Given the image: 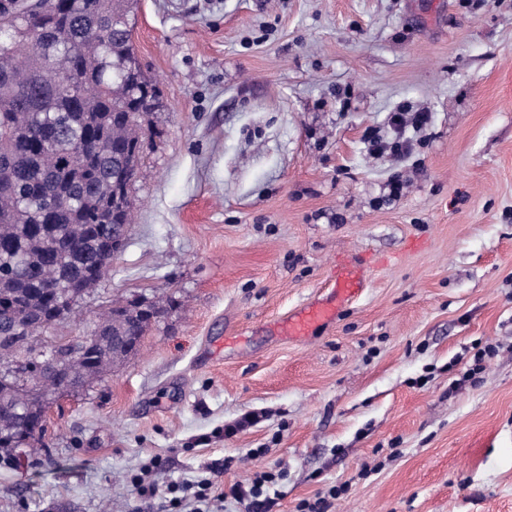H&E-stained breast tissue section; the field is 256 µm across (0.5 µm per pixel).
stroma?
<instances>
[{"instance_id":"obj_1","label":"stroma","mask_w":512,"mask_h":512,"mask_svg":"<svg viewBox=\"0 0 512 512\" xmlns=\"http://www.w3.org/2000/svg\"><path fill=\"white\" fill-rule=\"evenodd\" d=\"M133 41L162 107L126 244L49 333L175 305L48 409L0 512H169L214 459L226 490L284 472L272 512H512V0H138ZM401 104L431 123L372 158ZM347 254L363 293L277 335ZM154 458L145 511L129 477Z\"/></svg>"}]
</instances>
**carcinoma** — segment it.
Here are the masks:
<instances>
[{
  "mask_svg": "<svg viewBox=\"0 0 512 512\" xmlns=\"http://www.w3.org/2000/svg\"><path fill=\"white\" fill-rule=\"evenodd\" d=\"M136 0H0V361L49 347L45 367L0 372V465L38 454L58 391L84 390L160 322L118 298L80 336L44 335L93 294L125 245L129 196L159 91L132 41Z\"/></svg>",
  "mask_w": 512,
  "mask_h": 512,
  "instance_id": "obj_1",
  "label": "carcinoma"
}]
</instances>
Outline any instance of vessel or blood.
<instances>
[{"mask_svg": "<svg viewBox=\"0 0 512 512\" xmlns=\"http://www.w3.org/2000/svg\"><path fill=\"white\" fill-rule=\"evenodd\" d=\"M366 283L365 266L362 262H340L332 272L328 298L296 309L282 325L284 334L291 338H302L310 335L319 326L331 322L339 307L362 293Z\"/></svg>", "mask_w": 512, "mask_h": 512, "instance_id": "1", "label": "vessel or blood"}]
</instances>
